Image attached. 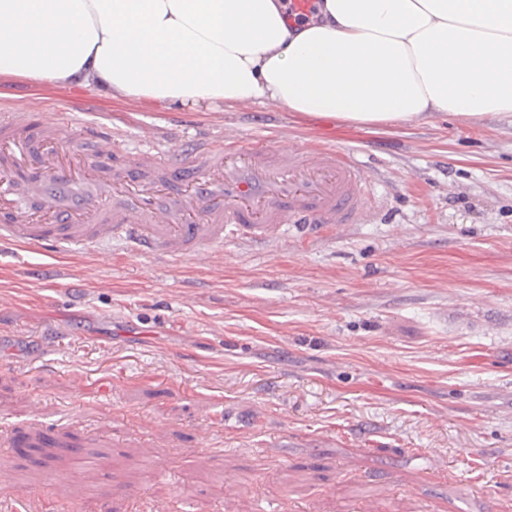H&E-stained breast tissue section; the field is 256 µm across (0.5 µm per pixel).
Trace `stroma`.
<instances>
[{
  "label": "stroma",
  "instance_id": "35a3bbf8",
  "mask_svg": "<svg viewBox=\"0 0 512 512\" xmlns=\"http://www.w3.org/2000/svg\"><path fill=\"white\" fill-rule=\"evenodd\" d=\"M349 149L360 223L204 263L0 251V463L26 512H512V115L395 127L0 76V111Z\"/></svg>",
  "mask_w": 512,
  "mask_h": 512
}]
</instances>
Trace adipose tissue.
I'll return each instance as SVG.
<instances>
[{"label": "adipose tissue", "mask_w": 512, "mask_h": 512, "mask_svg": "<svg viewBox=\"0 0 512 512\" xmlns=\"http://www.w3.org/2000/svg\"><path fill=\"white\" fill-rule=\"evenodd\" d=\"M0 75L364 126L512 112V0H0Z\"/></svg>", "instance_id": "1"}]
</instances>
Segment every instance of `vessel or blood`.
I'll use <instances>...</instances> for the list:
<instances>
[{"instance_id":"b4317fda","label":"vessel or blood","mask_w":512,"mask_h":512,"mask_svg":"<svg viewBox=\"0 0 512 512\" xmlns=\"http://www.w3.org/2000/svg\"><path fill=\"white\" fill-rule=\"evenodd\" d=\"M41 108L30 101L0 113L1 247L90 252L121 241L135 254L204 259L228 237L360 221L367 177L336 145L204 137L180 167L152 144L130 154L103 191L87 161L109 155L115 134L91 131L87 147H65L68 105L32 127Z\"/></svg>"}]
</instances>
